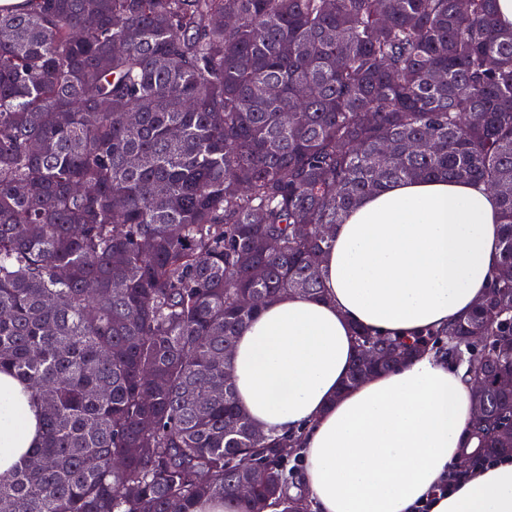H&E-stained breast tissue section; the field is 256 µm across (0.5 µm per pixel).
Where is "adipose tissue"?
Here are the masks:
<instances>
[{
    "label": "adipose tissue",
    "instance_id": "obj_1",
    "mask_svg": "<svg viewBox=\"0 0 512 512\" xmlns=\"http://www.w3.org/2000/svg\"><path fill=\"white\" fill-rule=\"evenodd\" d=\"M501 210L478 181L386 185L332 229L326 296L285 293L239 336L229 368L263 432L300 433L298 481L315 512H512V454L465 461L473 385L429 350L351 389L354 327L411 337L465 318L500 261ZM39 403L0 372V479L39 444ZM466 477L451 491L449 471Z\"/></svg>",
    "mask_w": 512,
    "mask_h": 512
}]
</instances>
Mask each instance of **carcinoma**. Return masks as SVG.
Returning <instances> with one entry per match:
<instances>
[{"label": "carcinoma", "instance_id": "cac0c4a2", "mask_svg": "<svg viewBox=\"0 0 512 512\" xmlns=\"http://www.w3.org/2000/svg\"><path fill=\"white\" fill-rule=\"evenodd\" d=\"M495 2L0 5V371L42 408L39 448L0 480L12 512L231 497L237 512H310L282 453L298 437L252 423L225 353L259 311L245 296H324L331 238L315 225L387 182L480 181L499 198V267L467 318L411 340L354 329L361 346L467 365L489 414L471 453H498L494 426L512 417L497 387L512 374V28Z\"/></svg>", "mask_w": 512, "mask_h": 512}]
</instances>
